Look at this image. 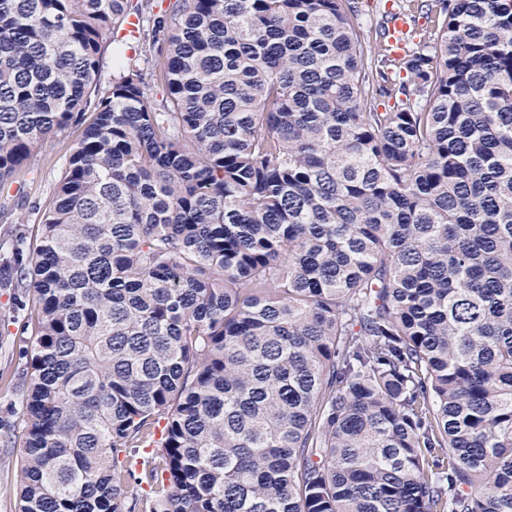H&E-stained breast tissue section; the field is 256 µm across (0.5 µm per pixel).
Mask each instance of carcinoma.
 <instances>
[{"mask_svg": "<svg viewBox=\"0 0 512 512\" xmlns=\"http://www.w3.org/2000/svg\"><path fill=\"white\" fill-rule=\"evenodd\" d=\"M0 0L34 242L16 512H512V0ZM360 11L358 12L355 25L359 27L361 31L367 33L371 30V40L375 39L374 29L378 28L380 23L383 21V7L381 1L385 0H359ZM80 134L81 129L73 127L52 136L30 157L21 176L0 185V239L36 233L38 211L51 199Z\"/></svg>", "mask_w": 512, "mask_h": 512, "instance_id": "carcinoma-1", "label": "carcinoma"}]
</instances>
